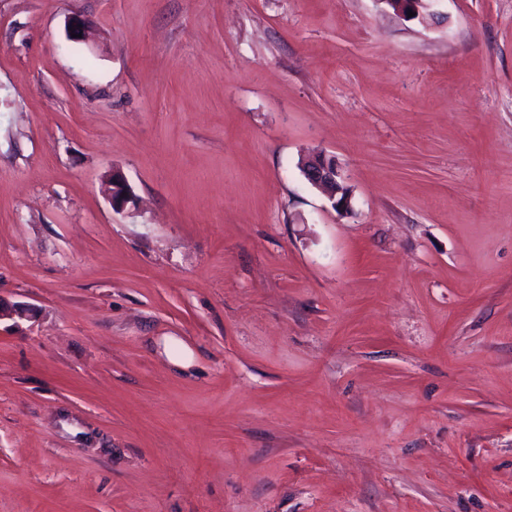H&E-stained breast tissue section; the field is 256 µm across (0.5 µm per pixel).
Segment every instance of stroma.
<instances>
[{"label":"stroma","instance_id":"obj_1","mask_svg":"<svg viewBox=\"0 0 512 512\" xmlns=\"http://www.w3.org/2000/svg\"><path fill=\"white\" fill-rule=\"evenodd\" d=\"M434 9L0 0V512H512V0ZM308 158L301 163L305 179L320 189L338 212L352 211L353 191L335 161L324 154ZM106 192L112 208L117 211L123 210L128 203L133 202L131 188L118 173H112L107 177Z\"/></svg>","mask_w":512,"mask_h":512}]
</instances>
